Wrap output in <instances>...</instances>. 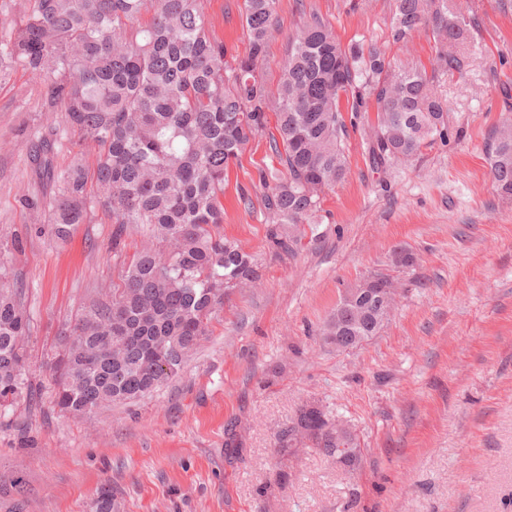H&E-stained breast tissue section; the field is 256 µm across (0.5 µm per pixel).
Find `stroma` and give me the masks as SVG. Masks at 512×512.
I'll return each mask as SVG.
<instances>
[{
	"mask_svg": "<svg viewBox=\"0 0 512 512\" xmlns=\"http://www.w3.org/2000/svg\"><path fill=\"white\" fill-rule=\"evenodd\" d=\"M476 16L466 80L442 91L456 122L414 162L373 170L363 130L349 129L346 180L324 194L291 249L273 245L258 171L274 166L256 136L229 171L221 231L253 255L259 283L235 288L179 378L84 419L54 405L64 333L119 282L139 248L97 213L56 242L35 230L27 200L45 201L32 155L58 126L44 85L22 68L0 83V256L32 317V407L0 417V502L26 481L24 512H90L102 489L120 512H512V199L488 175L484 143L512 118V0H455ZM393 0H279L266 52L277 83L289 35L317 12L342 44L388 42ZM242 0H208L227 51L245 53ZM249 192L241 202L237 187ZM415 257L395 265L393 250ZM399 284L380 333L339 353L319 330L348 288L370 273ZM305 404L348 422L364 450L354 475L309 451L273 453Z\"/></svg>",
	"mask_w": 512,
	"mask_h": 512,
	"instance_id": "1",
	"label": "stroma"
}]
</instances>
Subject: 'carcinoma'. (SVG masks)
I'll use <instances>...</instances> for the list:
<instances>
[{
    "label": "carcinoma",
    "mask_w": 512,
    "mask_h": 512,
    "mask_svg": "<svg viewBox=\"0 0 512 512\" xmlns=\"http://www.w3.org/2000/svg\"><path fill=\"white\" fill-rule=\"evenodd\" d=\"M453 0H393L390 37L405 43L431 29L435 61L397 64L377 42L341 46L317 13L288 38L281 77L267 81V43L278 0H243L244 55H229L208 24L205 0H7L16 13L0 36V82L21 67L45 82L44 105L61 112V128L44 136L33 161L56 183L47 205L28 203L38 230L66 241L100 209L115 237L142 228L145 239L121 267L122 288L94 303L70 330L55 366L56 406L88 417L174 380L209 335L212 314L229 284L259 279L251 254L224 240V181L230 163L259 134H268L278 166L259 171L262 203L277 228L313 223L322 194L348 175L343 112L370 99L376 121L365 131L370 164L383 170L419 158L448 138L453 115L440 90L443 77H462L467 56L448 43H470L476 18ZM274 127H269V114ZM94 150L93 173L77 159L60 176L53 157L64 134ZM484 151L499 195L512 198V121L493 129ZM93 190H87L88 182ZM372 306L336 307L322 336H374ZM32 319L21 292L0 283V409L32 403L35 388L17 370L27 359ZM329 458L346 449L356 474L363 451L356 436L329 429L323 413L303 406L278 438L275 453L296 443Z\"/></svg>",
    "instance_id": "obj_1"
}]
</instances>
